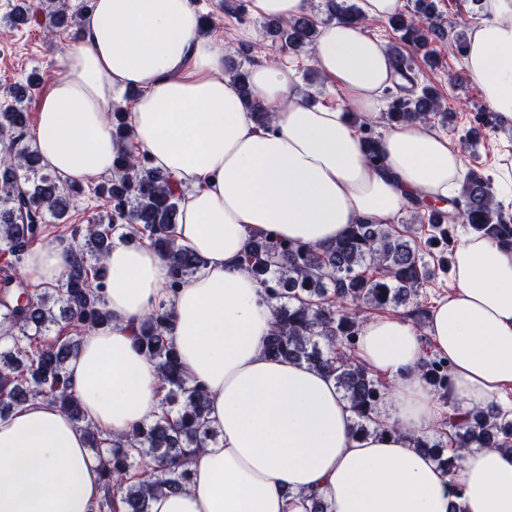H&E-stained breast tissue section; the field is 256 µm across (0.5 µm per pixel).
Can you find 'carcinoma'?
Returning a JSON list of instances; mask_svg holds the SVG:
<instances>
[{"label":"carcinoma","instance_id":"obj_1","mask_svg":"<svg viewBox=\"0 0 512 512\" xmlns=\"http://www.w3.org/2000/svg\"><path fill=\"white\" fill-rule=\"evenodd\" d=\"M23 0L17 16L27 20L43 13L46 29L70 27L63 0H41L40 12L30 13ZM332 18L359 17L349 0H325ZM434 0H415L412 12L399 13L390 26L403 44L432 59L429 35L441 31ZM273 37L293 51L313 43L317 26L307 16L272 23ZM397 71L406 81L402 96L393 99L384 121L393 126L404 120L427 125L445 122L449 112L442 97L429 85H418L412 58L395 50ZM31 74L13 84L0 103V137L9 141L0 158V246L15 261L22 260L30 242L42 237L48 218L66 220L72 197L83 191L48 170L32 150H13L27 131L23 101L38 89ZM113 136L122 146L113 161L111 177L94 189L105 202V212L73 234L83 244L70 247L69 273L44 289L39 299L20 303L26 292L18 277L0 280V328L10 344L0 349V417L37 397L51 400L82 425L87 447L100 458V498L91 512H150L153 495L177 492L192 479L193 457L218 441V432L206 419L207 396L183 375L168 336L170 311L159 306L133 332L135 346L154 359L160 377V412L149 423L137 424L123 437L111 439L86 420L81 402L68 390L67 365L90 332L106 328L112 316L105 303L104 259L114 237L148 241L168 262L167 290L174 294L196 274L204 261L176 244L172 235L181 196L171 177L151 166L137 151L126 113H112ZM410 224H355L328 246L285 242L254 236L242 264L262 287L271 305L274 323L266 350L274 358L304 361L323 370L348 400L356 417L355 429L367 434L389 426L382 406L389 387L354 356L356 336L365 310H386L418 300L421 288L448 271L447 260L436 255L438 245L450 242V228L467 224L475 233L512 245V219L495 199L489 176L471 168L464 176L460 196L448 206H426L416 201ZM59 306L54 313L51 304ZM60 325L62 336L53 344L41 341L43 330ZM423 376L443 399H448L449 366L434 353L421 364ZM416 448L433 453L450 470L470 448H505L512 452V419L492 410L477 409L458 416L456 407L441 424L438 435L411 437Z\"/></svg>","mask_w":512,"mask_h":512}]
</instances>
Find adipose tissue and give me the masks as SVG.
Returning a JSON list of instances; mask_svg holds the SVG:
<instances>
[{
  "label": "adipose tissue",
  "mask_w": 512,
  "mask_h": 512,
  "mask_svg": "<svg viewBox=\"0 0 512 512\" xmlns=\"http://www.w3.org/2000/svg\"><path fill=\"white\" fill-rule=\"evenodd\" d=\"M483 6L465 65L511 124L512 0ZM313 63L343 106L310 102L291 69L258 62L249 81L271 114L263 128L225 75L224 46L203 33L194 0H93L42 97L32 146L68 180L111 173L114 94L135 91L134 142L182 190L174 235L204 265L172 297L168 264L149 244H113L105 261L112 325L83 340L67 367L69 390L110 436L153 419L157 366L130 330L166 300L184 373L206 389L219 440L194 458L187 489L155 496L150 512H305L312 494L330 512H512V454L474 449L445 472L412 448L411 436L431 435L444 405L419 372L422 334L409 319L383 314L360 327L359 358L391 384L392 426L366 437L355 434L332 380L266 352L274 315L241 264L249 236L326 246L351 225L395 223L412 201L447 199L464 168L462 149L417 121L367 151L351 119L377 115L396 65L360 22L324 25ZM68 271L62 248L27 255L33 286ZM451 273L455 290L433 306L427 333L450 366L448 396L465 412L512 384V248L464 237ZM99 471L82 428L49 400L0 419V512H90Z\"/></svg>",
  "instance_id": "1"
}]
</instances>
